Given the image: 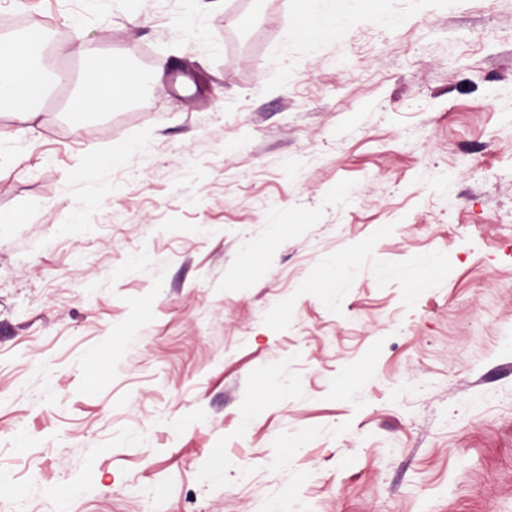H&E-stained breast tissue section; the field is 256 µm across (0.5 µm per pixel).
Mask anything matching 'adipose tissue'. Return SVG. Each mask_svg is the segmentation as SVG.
Listing matches in <instances>:
<instances>
[{
    "label": "adipose tissue",
    "mask_w": 512,
    "mask_h": 512,
    "mask_svg": "<svg viewBox=\"0 0 512 512\" xmlns=\"http://www.w3.org/2000/svg\"><path fill=\"white\" fill-rule=\"evenodd\" d=\"M302 26L291 34L290 43H302L306 51H314L326 40L337 41L342 36L337 19H351L358 11L359 0H296ZM44 47V32L29 27L15 32L7 43L0 45L4 60L0 61V94L7 95L14 105L19 123L14 133L17 142H24L33 118L25 106L28 93L40 82ZM81 103L99 112L108 111L116 99L131 95L137 88L123 58L102 56L82 67L75 81Z\"/></svg>",
    "instance_id": "obj_1"
}]
</instances>
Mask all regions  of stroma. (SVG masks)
I'll list each match as a JSON object with an SVG mask.
<instances>
[{"mask_svg":"<svg viewBox=\"0 0 512 512\" xmlns=\"http://www.w3.org/2000/svg\"><path fill=\"white\" fill-rule=\"evenodd\" d=\"M10 16L56 67L22 149L0 103V512H139L130 484L162 512H512V0L368 2L284 87L293 0ZM103 55L155 78L62 111L58 74ZM112 162L114 166L115 160L112 158V150L109 148L102 149L98 152L95 162L75 177L79 186L80 205L90 207L98 203L101 196L97 193V185L111 176Z\"/></svg>","mask_w":512,"mask_h":512,"instance_id":"stroma-1","label":"stroma"}]
</instances>
